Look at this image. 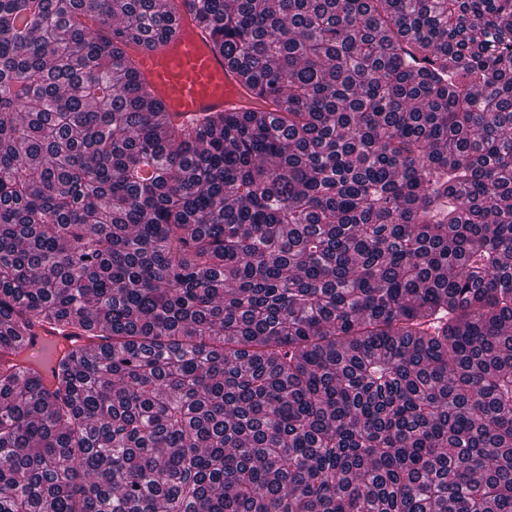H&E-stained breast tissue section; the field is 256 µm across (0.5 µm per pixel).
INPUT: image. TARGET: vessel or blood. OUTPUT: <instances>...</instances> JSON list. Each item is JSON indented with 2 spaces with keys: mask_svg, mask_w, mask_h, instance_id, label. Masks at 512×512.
Instances as JSON below:
<instances>
[{
  "mask_svg": "<svg viewBox=\"0 0 512 512\" xmlns=\"http://www.w3.org/2000/svg\"><path fill=\"white\" fill-rule=\"evenodd\" d=\"M173 8L178 36L154 49L132 52L140 78L163 99L168 112L182 117L253 106L255 91L223 56L211 51L183 0H175Z\"/></svg>",
  "mask_w": 512,
  "mask_h": 512,
  "instance_id": "vessel-or-blood-1",
  "label": "vessel or blood"
}]
</instances>
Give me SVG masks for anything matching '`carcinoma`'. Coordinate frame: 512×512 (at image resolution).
<instances>
[{
	"instance_id": "carcinoma-1",
	"label": "carcinoma",
	"mask_w": 512,
	"mask_h": 512,
	"mask_svg": "<svg viewBox=\"0 0 512 512\" xmlns=\"http://www.w3.org/2000/svg\"><path fill=\"white\" fill-rule=\"evenodd\" d=\"M185 2L0 0V512H512V0ZM178 36L153 50H132L141 79L150 84L179 119L205 112L244 109L256 104V92L238 72L211 51L208 36L197 26L183 1H172ZM64 335H50L46 334V331L42 328L35 330L34 345L38 346L44 339L48 337H55L56 340L60 341L63 345V349L74 348V347H86L89 346L91 340L88 336H83L79 332H66Z\"/></svg>"
}]
</instances>
